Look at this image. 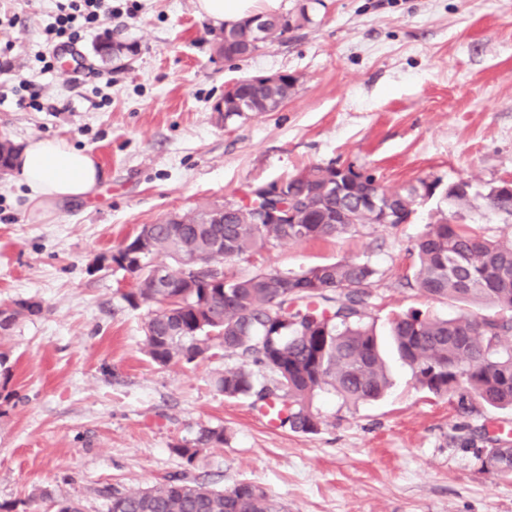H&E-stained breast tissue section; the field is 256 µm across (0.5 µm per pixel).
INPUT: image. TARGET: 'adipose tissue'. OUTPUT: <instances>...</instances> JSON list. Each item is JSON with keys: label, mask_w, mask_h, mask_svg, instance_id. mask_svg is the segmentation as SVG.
<instances>
[{"label": "adipose tissue", "mask_w": 512, "mask_h": 512, "mask_svg": "<svg viewBox=\"0 0 512 512\" xmlns=\"http://www.w3.org/2000/svg\"><path fill=\"white\" fill-rule=\"evenodd\" d=\"M277 0H197L199 14L214 22L234 23L273 10ZM16 163L36 199L48 204L91 196L101 177L94 159L57 138L32 142Z\"/></svg>", "instance_id": "ef3b65f1"}]
</instances>
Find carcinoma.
<instances>
[{
	"label": "carcinoma",
	"instance_id": "1",
	"mask_svg": "<svg viewBox=\"0 0 512 512\" xmlns=\"http://www.w3.org/2000/svg\"><path fill=\"white\" fill-rule=\"evenodd\" d=\"M258 33L253 18L221 31L218 54L237 57V46L260 49L283 39L307 20L262 14ZM297 78L269 84L251 76L238 81L234 96L248 112H265L288 100ZM19 153L8 139L0 140V167L12 170ZM350 187L339 194L325 189L331 167L312 166L281 180L280 201H308L295 208V222L264 224L263 211L272 201L256 197L212 218L201 207L172 224L151 225V245L133 267L124 264L128 246L110 260L135 277L136 288L123 294L132 308H149L144 345L150 359L172 362L205 359L221 348L240 364L224 369L216 386L228 398H251L263 406L282 405L279 424L293 431L318 432L320 420L311 410L315 395L333 393L346 407L381 398L390 379L381 356L375 320L369 312L371 287L379 276L367 262L339 260L300 273L257 272L246 276L224 272V260L242 257L282 242L340 236L382 223L409 221L419 201L435 194V183L424 179L400 191L377 187L378 208L360 205L361 194L375 184L347 167ZM486 206L512 217V191L492 186ZM413 258L405 286L428 298L462 307L480 305L493 312L439 318L411 313L390 322L398 358L408 365L420 388L437 396H455L459 406L512 407V240H490L472 224H453L443 217L428 224L410 250ZM164 270L160 288L152 268ZM224 429L201 427L195 437L173 447L191 464L202 448L224 446ZM482 466L512 477V449L486 448ZM100 495L107 512H287L284 504L259 486L240 482L216 489L187 473L170 476L143 490L104 487Z\"/></svg>",
	"mask_w": 512,
	"mask_h": 512
}]
</instances>
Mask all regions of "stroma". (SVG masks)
Segmentation results:
<instances>
[{"label": "stroma", "instance_id": "obj_1", "mask_svg": "<svg viewBox=\"0 0 512 512\" xmlns=\"http://www.w3.org/2000/svg\"><path fill=\"white\" fill-rule=\"evenodd\" d=\"M54 0H0L12 79L0 84V139L23 147L57 138L95 159L93 196L37 206L18 171L0 176V307L40 303L0 339L10 377L0 386V503L29 512L42 492L107 512L106 486L142 489L188 472L216 488L261 486L288 512H512V480L485 470L480 448H512V409L473 411L417 388L393 350L389 322L458 307L404 287L408 250L430 221L474 224L512 239V219L487 208L489 187L512 180V0H280L308 20L244 61L213 47L220 27L197 0H137L77 44L72 73H40L36 58ZM132 46L125 63L94 52L103 37ZM287 73L293 95L272 112H213L240 79ZM27 79L42 111L10 94ZM337 163L399 190L425 179L466 180L468 206L441 194L408 223L266 246L228 259L236 275L297 273L342 259L379 272L372 314L392 386L342 407L315 397L317 433L269 426L251 399L214 380L234 357L155 364L146 308L122 300L130 277L109 257L145 224L239 200L248 186ZM223 428L220 448L194 463L176 444Z\"/></svg>", "mask_w": 512, "mask_h": 512}]
</instances>
